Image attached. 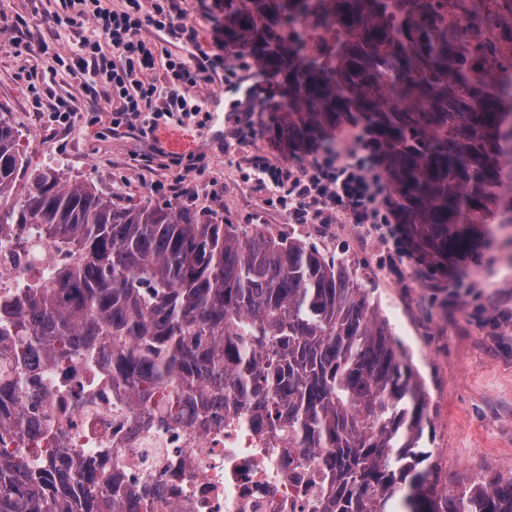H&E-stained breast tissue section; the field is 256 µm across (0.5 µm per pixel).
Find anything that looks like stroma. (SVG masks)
Listing matches in <instances>:
<instances>
[{
	"instance_id": "35a3bbf8",
	"label": "stroma",
	"mask_w": 512,
	"mask_h": 512,
	"mask_svg": "<svg viewBox=\"0 0 512 512\" xmlns=\"http://www.w3.org/2000/svg\"><path fill=\"white\" fill-rule=\"evenodd\" d=\"M68 14L63 0H0V114L18 130L31 165L53 154L64 180L129 205L177 202V194L152 192L151 185L182 178L196 190L188 202L197 211L240 228L262 224L343 256L371 288L425 384L423 448L443 479L455 488L485 474L512 477V224L496 225L479 261L458 264L421 250L401 254L386 224L361 242L350 224L334 225L327 237L320 225L294 223L266 205L273 186L256 180L253 163L301 172L326 153L282 140L280 88L252 57L225 55L214 81L198 85L205 113L199 138L191 153L179 154L161 138L113 127L100 111L102 86L64 59L80 40L103 34L89 21L68 24ZM55 53L61 62L52 61ZM59 99L76 106L65 128L49 120ZM191 156L200 157V170L185 171Z\"/></svg>"
}]
</instances>
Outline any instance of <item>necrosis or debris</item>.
Wrapping results in <instances>:
<instances>
[{
    "instance_id": "4bbe7bcc",
    "label": "necrosis or debris",
    "mask_w": 512,
    "mask_h": 512,
    "mask_svg": "<svg viewBox=\"0 0 512 512\" xmlns=\"http://www.w3.org/2000/svg\"><path fill=\"white\" fill-rule=\"evenodd\" d=\"M436 26L447 28L473 81L488 86L512 76V0H434ZM60 255L37 225L0 234V303L45 277ZM23 426L0 428L6 447L27 456L64 449L91 456L92 485L118 480L124 512H311L323 494L319 457L289 448L267 426L262 409L238 414L181 401L173 408L133 402L113 384L99 355L46 359L29 346Z\"/></svg>"
}]
</instances>
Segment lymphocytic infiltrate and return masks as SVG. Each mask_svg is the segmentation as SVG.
Wrapping results in <instances>:
<instances>
[{"label": "lymphocytic infiltrate", "mask_w": 512, "mask_h": 512, "mask_svg": "<svg viewBox=\"0 0 512 512\" xmlns=\"http://www.w3.org/2000/svg\"><path fill=\"white\" fill-rule=\"evenodd\" d=\"M74 18L96 23L104 41L82 40L74 53L73 66L92 70L101 81L105 102L112 112L114 126H124L147 135L159 123L198 116L200 106L194 90L207 81L214 63L224 59L220 26H213L207 49L199 50L195 63L173 54H161L157 44L146 38V30L178 33L188 43H196L197 31L188 26L176 5L154 4L144 9L141 0H68ZM164 64L171 84L163 107H154L157 85L148 74ZM259 173L277 182H288L286 196L275 203L287 207L292 216L305 224H386L391 213L385 207V194L370 175L360 157L340 158L336 163H317L304 173L257 164Z\"/></svg>", "instance_id": "f902f5d3"}]
</instances>
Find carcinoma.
Segmentation results:
<instances>
[{
  "label": "carcinoma",
  "instance_id": "carcinoma-1",
  "mask_svg": "<svg viewBox=\"0 0 512 512\" xmlns=\"http://www.w3.org/2000/svg\"><path fill=\"white\" fill-rule=\"evenodd\" d=\"M428 0H224L228 41L282 86L291 147L366 132L425 251L464 261L512 224V80L492 89L426 37ZM329 28L318 55L301 24ZM27 192L16 195L20 180ZM39 224L63 261L5 301L0 320L53 358L104 354L133 399L169 389L238 410L257 402L292 448L323 455L314 512H512V478L448 491L421 448L426 393L347 261L261 225L241 230L179 202L123 205L50 166L29 167L0 117V226ZM31 384L15 358L0 402ZM0 450V512H75L82 455L16 460ZM85 512H122L120 491L83 490Z\"/></svg>",
  "mask_w": 512,
  "mask_h": 512
}]
</instances>
